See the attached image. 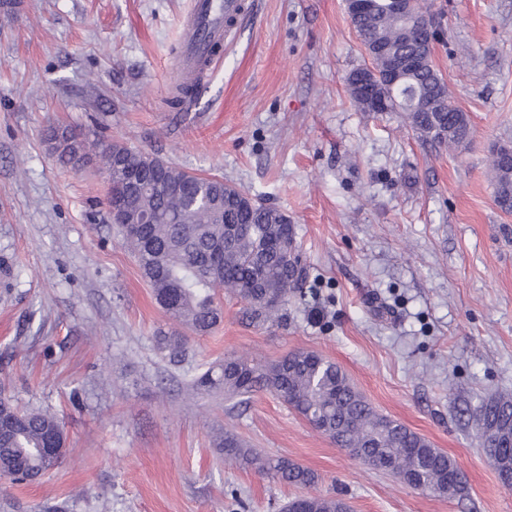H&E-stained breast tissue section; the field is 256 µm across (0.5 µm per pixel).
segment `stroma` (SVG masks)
Masks as SVG:
<instances>
[{
  "instance_id": "1",
  "label": "stroma",
  "mask_w": 512,
  "mask_h": 512,
  "mask_svg": "<svg viewBox=\"0 0 512 512\" xmlns=\"http://www.w3.org/2000/svg\"><path fill=\"white\" fill-rule=\"evenodd\" d=\"M192 0H21L0 9V397L57 414L62 463L0 479V512H279L298 488L225 461L232 431L318 476L351 512H512L466 402L512 394V212L488 158L512 143V0H435L434 50L473 127L458 149L399 112H362L345 79L367 58L345 0H259L182 111V22ZM220 176L284 212L307 266L277 325L222 296L224 319L178 360L166 319L112 224L101 170L49 150L50 127ZM308 350L464 473L422 494L315 431L282 399L193 390L228 354Z\"/></svg>"
}]
</instances>
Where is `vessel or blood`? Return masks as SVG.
I'll return each instance as SVG.
<instances>
[{"instance_id":"1","label":"vessel or blood","mask_w":512,"mask_h":512,"mask_svg":"<svg viewBox=\"0 0 512 512\" xmlns=\"http://www.w3.org/2000/svg\"><path fill=\"white\" fill-rule=\"evenodd\" d=\"M255 10V0H193L178 63L185 101L197 95L214 63Z\"/></svg>"}]
</instances>
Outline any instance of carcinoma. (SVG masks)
<instances>
[{"label": "carcinoma", "mask_w": 512, "mask_h": 512, "mask_svg": "<svg viewBox=\"0 0 512 512\" xmlns=\"http://www.w3.org/2000/svg\"><path fill=\"white\" fill-rule=\"evenodd\" d=\"M363 47L381 45L386 54L373 59L376 69L393 57L424 61L406 83L416 93L418 107L396 108L420 136L453 148L465 142L470 122L452 101L448 84L433 64L432 48L417 23L400 22L378 6L357 23ZM361 70L346 78L351 101L362 112L372 105L358 91ZM68 136L77 149L55 150L73 168L79 158L92 156L112 172V186L122 184L125 170L158 171L157 190H131L124 198L126 224L118 225L127 248L137 259L141 276L169 320L197 335L210 332L223 319L217 292L246 303L254 320L277 322L281 312L302 292L305 266L296 244L294 225L280 210L268 206L224 179L201 177L172 163L123 144L103 148L95 132L53 127L50 140ZM496 204L512 212V159L499 150L491 160ZM149 216L152 223L141 220ZM161 348L175 357L186 345L179 333H160ZM199 391L249 397L274 394L292 407L316 431L337 447L352 451L364 465L386 471L403 484L429 495L450 498L465 492V478L447 453L402 423L378 413L335 363L314 351H296L277 360L260 361L230 354L218 369L205 371L193 383ZM489 464L498 475L512 474V395L491 393L467 409ZM0 419L12 422L0 434V477L35 481L58 465L35 454L50 437L66 440L62 423L47 410H20L0 399ZM224 459L243 469L287 485L310 488L318 482L311 470L287 458H264L234 433L220 441ZM284 512H350L348 503L329 495L303 494L289 500Z\"/></svg>", "instance_id": "cac0c4a2"}]
</instances>
